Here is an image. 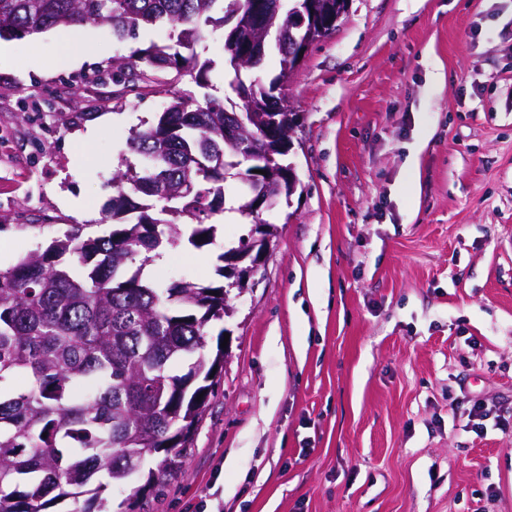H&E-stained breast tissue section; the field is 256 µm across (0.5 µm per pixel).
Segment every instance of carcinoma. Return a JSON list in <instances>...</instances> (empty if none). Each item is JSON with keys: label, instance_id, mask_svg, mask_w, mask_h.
<instances>
[{"label": "carcinoma", "instance_id": "cac0c4a2", "mask_svg": "<svg viewBox=\"0 0 512 512\" xmlns=\"http://www.w3.org/2000/svg\"><path fill=\"white\" fill-rule=\"evenodd\" d=\"M308 19L333 20L336 0H303ZM253 0H0V39L41 33L54 26L108 22L119 39L140 30L171 28L173 44L134 51L107 73L130 78L155 71L169 96L158 119L132 130L128 149L140 167L113 177L117 192L106 217L109 233L91 237L71 224L43 250L0 267V512H52L59 501L86 496L74 512H112L108 487L132 488L119 512H133L148 488L159 494L171 466L187 456L190 430L200 420L207 380L223 368L224 348L205 352L207 327L224 320V285L180 282L166 288L143 268L168 246L187 238L202 248L224 213V175L242 184L264 170L260 183L277 200L293 195L292 182L276 168L290 144L266 134L270 159H249L242 141L224 137L238 114L248 133L275 117L297 123L282 87L288 78V11L277 0L265 14L270 32L255 60L254 49L224 22ZM226 28L224 65L240 112L224 101L198 102L178 88L188 75L209 83V63L196 47L205 28ZM277 50L279 73L269 85L245 84ZM159 213H154L155 207ZM157 454L148 469L141 457Z\"/></svg>", "mask_w": 512, "mask_h": 512}]
</instances>
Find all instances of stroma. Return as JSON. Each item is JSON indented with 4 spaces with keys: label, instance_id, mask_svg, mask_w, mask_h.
<instances>
[{
    "label": "stroma",
    "instance_id": "stroma-1",
    "mask_svg": "<svg viewBox=\"0 0 512 512\" xmlns=\"http://www.w3.org/2000/svg\"><path fill=\"white\" fill-rule=\"evenodd\" d=\"M107 26L5 41L0 266L90 236L168 98L89 83L150 44ZM197 51L223 97L224 32ZM290 201L239 212L146 277L217 281L251 225L277 233L229 304V355L147 512H512V0H349L287 82ZM482 401L487 418L469 412Z\"/></svg>",
    "mask_w": 512,
    "mask_h": 512
}]
</instances>
